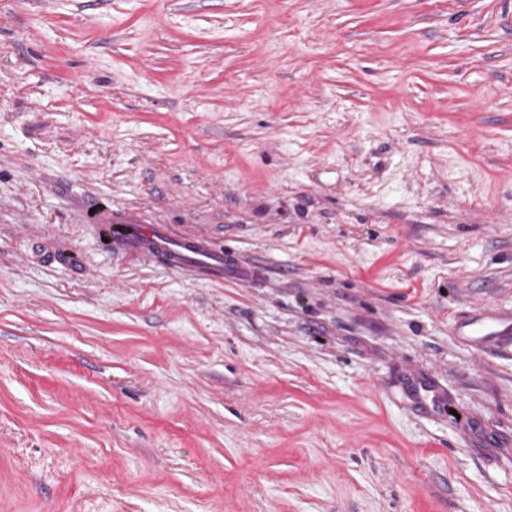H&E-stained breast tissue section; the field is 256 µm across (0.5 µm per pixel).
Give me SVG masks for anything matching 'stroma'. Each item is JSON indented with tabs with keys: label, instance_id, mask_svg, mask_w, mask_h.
I'll return each instance as SVG.
<instances>
[{
	"label": "stroma",
	"instance_id": "1",
	"mask_svg": "<svg viewBox=\"0 0 512 512\" xmlns=\"http://www.w3.org/2000/svg\"><path fill=\"white\" fill-rule=\"evenodd\" d=\"M485 305L512 0H0V512H512V344L452 332ZM91 208L95 213H90ZM80 211L113 252L162 262L209 280L224 279V248L208 237L179 234L170 224H144L140 212L112 211L98 198L83 199Z\"/></svg>",
	"mask_w": 512,
	"mask_h": 512
}]
</instances>
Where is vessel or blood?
Masks as SVG:
<instances>
[{
    "label": "vessel or blood",
    "mask_w": 512,
    "mask_h": 512,
    "mask_svg": "<svg viewBox=\"0 0 512 512\" xmlns=\"http://www.w3.org/2000/svg\"><path fill=\"white\" fill-rule=\"evenodd\" d=\"M80 210L113 252L161 262L210 280L224 278V250L208 237L181 234L167 224L144 223L140 212L115 211L97 198L83 199ZM453 331L484 350L512 336V318L493 310L461 315L455 319Z\"/></svg>",
    "instance_id": "1"
}]
</instances>
